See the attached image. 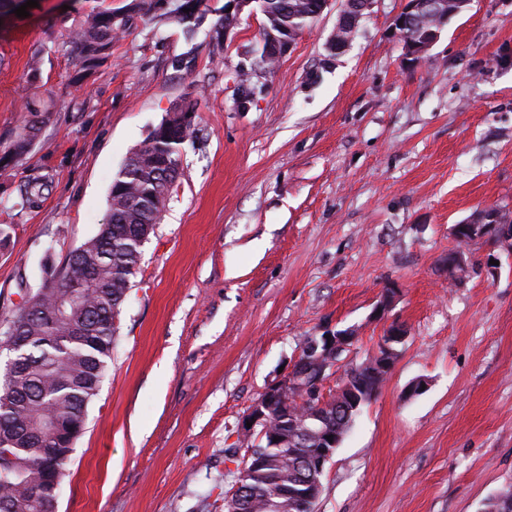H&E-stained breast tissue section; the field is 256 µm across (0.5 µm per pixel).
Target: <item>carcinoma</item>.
Instances as JSON below:
<instances>
[{"instance_id": "carcinoma-1", "label": "carcinoma", "mask_w": 512, "mask_h": 512, "mask_svg": "<svg viewBox=\"0 0 512 512\" xmlns=\"http://www.w3.org/2000/svg\"><path fill=\"white\" fill-rule=\"evenodd\" d=\"M207 0H169L163 12L155 0H131L126 12L114 16L112 8L98 4L86 12L75 32L74 48L84 70L97 67L108 56L113 41L126 33L133 19L146 15L174 18L184 25V34L196 35L193 14ZM265 21L280 35L300 33L315 20L318 0H265ZM407 43L426 35L417 20L398 29ZM51 104L34 93L25 98L28 119L17 132L8 157L23 156L49 119ZM154 167L135 148L114 178L106 220L61 263L48 260L39 283L19 285L20 301L11 318L0 323V346L13 349L18 367L11 374L0 371V512H55V495L84 430L87 408L97 396L112 359L118 322L132 277L141 261L142 247L159 223L163 209L181 176L179 160L183 145L192 135V124L165 127L160 122L150 132ZM307 338L298 372L305 373L315 359ZM372 358L344 371V380L364 388L366 400L378 391L370 381ZM356 415L342 407L328 391L323 407L315 411L303 395L290 388L268 413V429L293 430L294 448H279L269 437L243 435L246 457L237 468L236 493L224 497L225 512H313L288 509V501L306 492L303 475L315 455V434L322 430L347 432Z\"/></svg>"}]
</instances>
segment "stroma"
Masks as SVG:
<instances>
[{
    "label": "stroma",
    "mask_w": 512,
    "mask_h": 512,
    "mask_svg": "<svg viewBox=\"0 0 512 512\" xmlns=\"http://www.w3.org/2000/svg\"><path fill=\"white\" fill-rule=\"evenodd\" d=\"M195 40L138 18L80 75L72 37L91 0H38L0 22V155L26 114L39 59L51 117L28 153L0 162V320L92 236L113 178L166 114L198 99L182 175L145 243L108 372L75 443L58 512H224L237 427L307 337L357 328L345 368L391 323L407 338L325 466L314 512H483L512 487V261L489 246L449 278L451 228L512 213V0H471L418 60L392 31L404 0H374L329 56L332 0L234 104L263 17ZM36 204L13 207L28 184ZM397 291L385 317L374 313ZM426 388L408 389L416 380Z\"/></svg>",
    "instance_id": "35a3bbf8"
}]
</instances>
